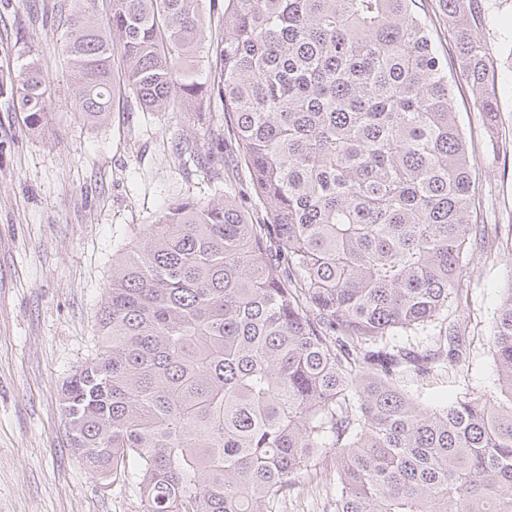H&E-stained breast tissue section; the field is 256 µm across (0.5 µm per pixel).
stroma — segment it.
Here are the masks:
<instances>
[{
    "label": "stroma",
    "instance_id": "obj_1",
    "mask_svg": "<svg viewBox=\"0 0 512 512\" xmlns=\"http://www.w3.org/2000/svg\"><path fill=\"white\" fill-rule=\"evenodd\" d=\"M73 6L0 0V72L19 68L32 48L50 88L34 126L0 98V512H145L130 485L91 474L69 447L61 387L95 357L113 250L136 240L143 225L158 223L170 200L209 201L213 171L235 170L209 135L225 122L220 102L206 112H144L121 90L106 124L75 112L58 25ZM480 6L475 34L497 61L500 115L491 129L455 64L440 0L414 5L448 70L457 119L475 153L479 229L467 246L470 274L460 298L423 329L386 338L394 349H424L440 330L459 325L464 371L399 378L408 394L433 408L465 392L500 393L487 336L512 287V0ZM182 140L196 144L198 159L178 153ZM339 493L329 462L320 461L292 477L272 512H329Z\"/></svg>",
    "mask_w": 512,
    "mask_h": 512
}]
</instances>
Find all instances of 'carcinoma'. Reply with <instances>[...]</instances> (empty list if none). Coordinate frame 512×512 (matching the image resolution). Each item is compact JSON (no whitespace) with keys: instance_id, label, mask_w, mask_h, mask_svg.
<instances>
[{"instance_id":"1","label":"carcinoma","mask_w":512,"mask_h":512,"mask_svg":"<svg viewBox=\"0 0 512 512\" xmlns=\"http://www.w3.org/2000/svg\"><path fill=\"white\" fill-rule=\"evenodd\" d=\"M414 2L112 0L103 18L80 0L65 18L84 119L108 122L116 56L143 111L219 99L218 139L263 212L253 222L228 191L172 200L112 253L96 361L64 382L62 409L87 469L147 512H271L322 457L341 486L333 512H512V287L488 336L499 398L437 409L399 387L406 370L463 369L455 332L419 353L383 344L458 296L477 235L472 155ZM442 4L493 125L479 0ZM0 97L39 123L33 49L0 74Z\"/></svg>"}]
</instances>
